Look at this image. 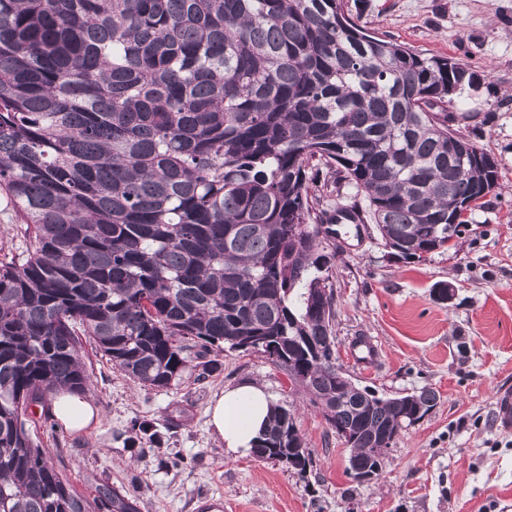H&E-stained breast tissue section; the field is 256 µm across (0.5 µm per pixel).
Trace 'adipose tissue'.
Wrapping results in <instances>:
<instances>
[{
    "mask_svg": "<svg viewBox=\"0 0 512 512\" xmlns=\"http://www.w3.org/2000/svg\"><path fill=\"white\" fill-rule=\"evenodd\" d=\"M271 399L253 383L225 389L209 408V426L226 451L244 455L251 451L269 415ZM56 419L71 431L95 423L98 409L88 395L58 393L53 401Z\"/></svg>",
    "mask_w": 512,
    "mask_h": 512,
    "instance_id": "1",
    "label": "adipose tissue"
}]
</instances>
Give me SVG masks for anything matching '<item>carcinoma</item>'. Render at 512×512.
I'll use <instances>...</instances> for the list:
<instances>
[{
    "instance_id": "obj_1",
    "label": "carcinoma",
    "mask_w": 512,
    "mask_h": 512,
    "mask_svg": "<svg viewBox=\"0 0 512 512\" xmlns=\"http://www.w3.org/2000/svg\"><path fill=\"white\" fill-rule=\"evenodd\" d=\"M359 0H0V191L30 238L0 258V512H136L79 492L33 438L85 393L84 342L151 389L273 345L369 469L432 389L338 392L334 224L415 262L498 187L448 126L480 76L377 37ZM198 363H193V359ZM41 407V413L33 411ZM303 441L273 405L252 455Z\"/></svg>"
}]
</instances>
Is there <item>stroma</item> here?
I'll use <instances>...</instances> for the list:
<instances>
[{
	"mask_svg": "<svg viewBox=\"0 0 512 512\" xmlns=\"http://www.w3.org/2000/svg\"><path fill=\"white\" fill-rule=\"evenodd\" d=\"M359 22L376 36L463 60L479 88L459 96L455 129L499 163V186L472 211L461 238L412 263L390 260L376 234L348 231L332 278L339 362L360 387L394 397L427 388L436 406L395 437L375 480L360 483L348 451L301 388L266 357L225 349L206 378L187 370L147 389L94 346L82 355L100 410L71 432L39 428L50 458L86 496L106 484L137 512H512V432L495 425L492 395L512 387V0H365ZM450 283L451 302L433 291ZM374 356L361 363L358 341ZM250 381L290 407L313 456L308 479L282 464L225 452L207 409ZM161 447L127 446L133 420Z\"/></svg>",
	"mask_w": 512,
	"mask_h": 512,
	"instance_id": "obj_1",
	"label": "stroma"
}]
</instances>
